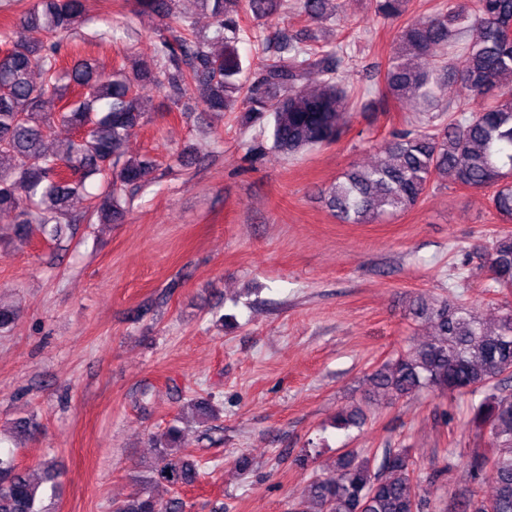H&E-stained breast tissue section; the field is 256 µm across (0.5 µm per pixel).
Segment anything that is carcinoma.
I'll list each match as a JSON object with an SVG mask.
<instances>
[{"label":"carcinoma","instance_id":"1","mask_svg":"<svg viewBox=\"0 0 512 512\" xmlns=\"http://www.w3.org/2000/svg\"><path fill=\"white\" fill-rule=\"evenodd\" d=\"M215 19L212 34L197 29L176 11L175 0H140L158 16L153 57H128L108 74L88 61L60 65L61 41L85 21V0H36L20 17L17 30L0 35L11 44L0 60V211L15 213L14 234L27 241L31 225L57 239L63 225L77 221L71 201L86 195L99 221L120 224L128 212L125 189L150 180L145 160L124 158L132 130L147 120L150 108L139 94L144 82L163 87L168 110L194 94L216 118L241 113V125L259 128L271 145L253 151L294 157L336 141L354 106V93L340 79L352 57L326 52L298 36L275 42L265 38L261 21L277 0H199ZM331 0H296L311 20L330 16ZM407 0H376L375 12L398 19ZM256 21L247 31L243 16ZM38 38L27 36L29 32ZM273 52L261 72L243 78L238 44L244 36ZM322 75L315 89L307 82ZM512 0H448L432 15L404 24L384 74L385 93L414 103L411 128L395 132L384 147V162L351 166L324 194L326 207L344 224H366L405 212L417 204L431 182L447 179L472 189H493L491 207L512 224ZM453 78L478 104L470 114L454 116L441 92ZM60 121L75 131L45 147ZM106 184L92 194L87 180ZM490 287L512 289V234L496 240L487 258ZM416 318L433 324L427 342L398 352L373 374V381L394 400L430 390L441 395H482L472 405V423L486 431L495 452L470 460L476 478L487 477L492 493L468 492L465 512H512V390L502 387L512 372V307L489 322L480 313L450 299L413 302ZM198 422L217 419L209 400L191 403ZM362 410L344 409L335 425L361 422ZM154 474L173 488L166 500L142 488L112 504V512H187L179 489L194 485L201 465L189 453L177 423L151 437ZM406 448H386L379 464L355 448L336 458L334 471L311 480L294 512H425L428 499L414 476ZM42 483L21 471L12 455L0 454V512H48Z\"/></svg>","mask_w":512,"mask_h":512}]
</instances>
